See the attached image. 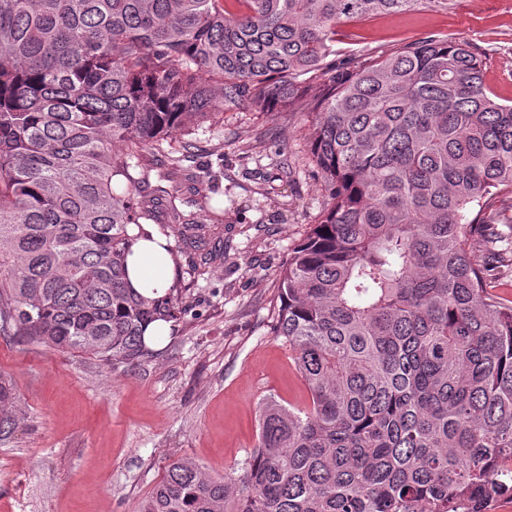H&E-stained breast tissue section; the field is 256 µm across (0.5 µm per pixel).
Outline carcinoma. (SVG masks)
<instances>
[{"label": "carcinoma", "instance_id": "obj_1", "mask_svg": "<svg viewBox=\"0 0 512 512\" xmlns=\"http://www.w3.org/2000/svg\"><path fill=\"white\" fill-rule=\"evenodd\" d=\"M0 0V335L112 364L187 312L148 297L127 256L165 236L201 245L171 169L147 154L195 118L310 98L327 198L288 250L271 333L308 394L268 399L239 466L171 462L139 512H486L512 499V103L465 42L430 39L338 72L342 19L418 0ZM323 72L318 84L304 76ZM506 225L505 233L499 226ZM138 233L131 234V228ZM482 242L481 254L473 241ZM203 272L224 244L188 255ZM16 395L0 375V439Z\"/></svg>", "mask_w": 512, "mask_h": 512}]
</instances>
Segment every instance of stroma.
<instances>
[{"mask_svg":"<svg viewBox=\"0 0 512 512\" xmlns=\"http://www.w3.org/2000/svg\"><path fill=\"white\" fill-rule=\"evenodd\" d=\"M430 35L477 49L487 84L512 100V0H418L407 13L355 19L328 61L374 60ZM311 110L306 100L294 112L244 104L193 128L196 156L170 188L223 208L224 261L201 275L174 270L189 309L154 358L112 366L0 336L18 415L0 441V512H137L172 460L224 475L254 448L261 402L302 403L270 323L288 249L325 199L308 161Z\"/></svg>","mask_w":512,"mask_h":512,"instance_id":"1","label":"stroma"}]
</instances>
